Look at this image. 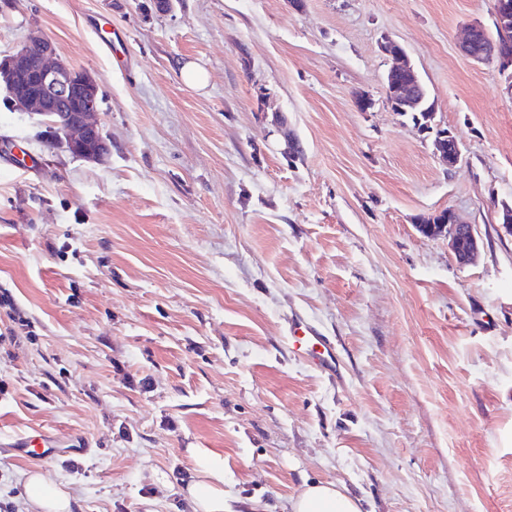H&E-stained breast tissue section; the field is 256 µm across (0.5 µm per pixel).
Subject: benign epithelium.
Here are the masks:
<instances>
[{"label": "benign epithelium", "instance_id": "7a95c632", "mask_svg": "<svg viewBox=\"0 0 512 512\" xmlns=\"http://www.w3.org/2000/svg\"><path fill=\"white\" fill-rule=\"evenodd\" d=\"M495 16L497 28L502 31L512 29V0H496ZM483 34L485 29L482 25L471 24L462 45V52L478 62L485 61L483 55L474 52ZM33 45L39 48L35 55L28 52ZM380 49L393 60L385 84L391 107L396 112L424 113L427 120L424 129H431L435 107L428 102L417 72L405 61L404 48L387 38L380 44ZM490 62L504 77V91L512 96V44L499 45L490 56ZM0 73L12 98V107L41 117L49 129V145L90 161H100L109 154L110 144L96 119L100 111L97 84L90 74L65 63L48 37L35 33L29 35L19 49L0 60ZM61 101L69 102L73 111L64 113L60 120L55 106ZM435 145L439 159L448 167L460 162L461 148L450 131L436 130ZM418 228L430 236H448L454 257L461 265L470 264L478 253L479 242L474 227L460 221L450 209L438 223L422 222Z\"/></svg>", "mask_w": 512, "mask_h": 512}]
</instances>
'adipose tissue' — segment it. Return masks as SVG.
Returning <instances> with one entry per match:
<instances>
[{"instance_id": "1", "label": "adipose tissue", "mask_w": 512, "mask_h": 512, "mask_svg": "<svg viewBox=\"0 0 512 512\" xmlns=\"http://www.w3.org/2000/svg\"><path fill=\"white\" fill-rule=\"evenodd\" d=\"M189 454L198 475L187 487L191 512H233L224 498V456L208 448H193ZM26 512H78L79 500L57 485L50 473L29 471L21 480ZM290 512H361L357 499L335 482L305 485L289 502Z\"/></svg>"}]
</instances>
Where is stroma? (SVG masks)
Here are the masks:
<instances>
[{
	"instance_id": "obj_1",
	"label": "stroma",
	"mask_w": 512,
	"mask_h": 512,
	"mask_svg": "<svg viewBox=\"0 0 512 512\" xmlns=\"http://www.w3.org/2000/svg\"><path fill=\"white\" fill-rule=\"evenodd\" d=\"M474 22L495 34V0H0V56L51 38L112 143L102 164L49 149L0 105V156L41 155L0 164V512L33 469L80 512H189L192 448L223 454L235 512L317 480L363 512H512V97L463 54ZM387 38L455 167L392 110ZM445 209L473 264L418 231ZM295 316L338 377L292 354ZM39 434L55 456L13 452ZM435 145L439 159L452 168L456 166L462 156L461 148L456 137L448 130H436Z\"/></svg>"
}]
</instances>
